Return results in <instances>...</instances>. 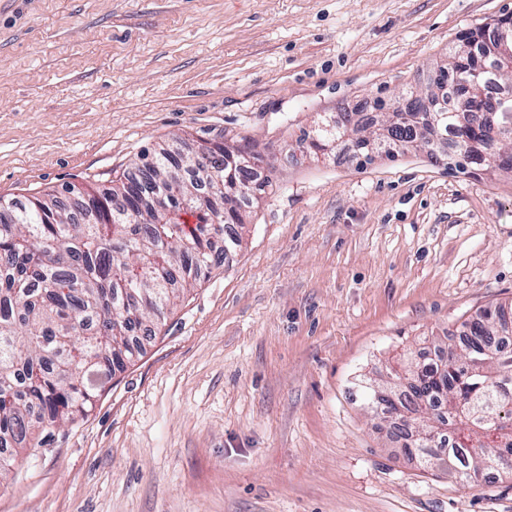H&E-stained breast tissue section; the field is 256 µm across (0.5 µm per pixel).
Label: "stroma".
I'll return each mask as SVG.
<instances>
[{
    "instance_id": "1",
    "label": "stroma",
    "mask_w": 512,
    "mask_h": 512,
    "mask_svg": "<svg viewBox=\"0 0 512 512\" xmlns=\"http://www.w3.org/2000/svg\"><path fill=\"white\" fill-rule=\"evenodd\" d=\"M512 0H0V197L104 190L179 137L270 179L236 253L90 414L48 428L0 512H512L389 440L364 387L512 302V172L297 141L427 84Z\"/></svg>"
}]
</instances>
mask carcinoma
<instances>
[{
	"label": "carcinoma",
	"instance_id": "obj_1",
	"mask_svg": "<svg viewBox=\"0 0 512 512\" xmlns=\"http://www.w3.org/2000/svg\"><path fill=\"white\" fill-rule=\"evenodd\" d=\"M462 88L448 82L444 125L460 143L497 150L485 129L460 121ZM402 143H416L414 126L384 127ZM138 173L106 192L87 190L93 218L64 210L56 198L15 208V223L0 224V480L21 451L38 443L35 422L62 426L85 417L103 384L125 368L140 345L135 331L157 326L170 306L201 277L224 265L239 244L225 237L219 201L225 172L203 156L186 157L194 178L171 165L173 152L148 156ZM255 167L236 168L240 202H253ZM177 192L170 208L144 194ZM123 192L130 211L112 217V193ZM466 339L440 349L438 363L408 357L392 380L370 392L381 419L396 417L392 434L405 455L437 466L464 486L490 472L512 479L497 462L512 445V320L503 307L466 324Z\"/></svg>",
	"mask_w": 512,
	"mask_h": 512
}]
</instances>
